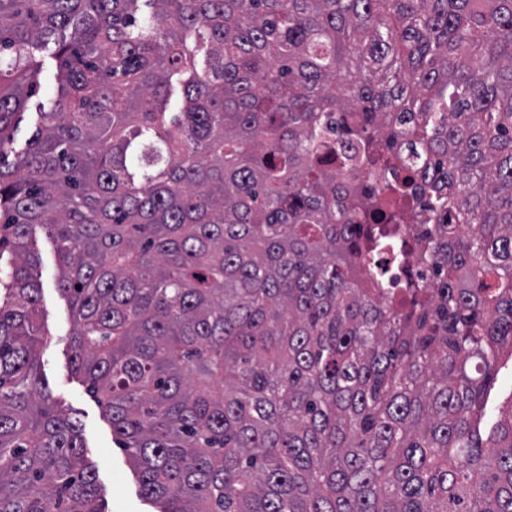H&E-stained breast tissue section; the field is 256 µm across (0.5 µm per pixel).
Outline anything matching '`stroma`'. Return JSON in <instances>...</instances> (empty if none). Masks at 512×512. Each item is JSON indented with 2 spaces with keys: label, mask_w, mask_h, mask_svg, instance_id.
<instances>
[{
  "label": "stroma",
  "mask_w": 512,
  "mask_h": 512,
  "mask_svg": "<svg viewBox=\"0 0 512 512\" xmlns=\"http://www.w3.org/2000/svg\"><path fill=\"white\" fill-rule=\"evenodd\" d=\"M39 256L36 272L42 288L44 344L40 349L42 385L53 402L80 420L84 452L96 470L108 512H156L139 495V484L126 454L118 448L112 426L98 402L87 392L82 376L71 364L68 334L71 312L67 299L57 290L58 263L44 230H37L33 245Z\"/></svg>",
  "instance_id": "stroma-1"
}]
</instances>
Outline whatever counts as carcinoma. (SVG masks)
Segmentation results:
<instances>
[{
  "mask_svg": "<svg viewBox=\"0 0 512 512\" xmlns=\"http://www.w3.org/2000/svg\"><path fill=\"white\" fill-rule=\"evenodd\" d=\"M387 142L382 194L336 184ZM0 219V512H106L41 387L38 228L158 512H512V0H0ZM53 48H48L41 54L46 57L44 70L41 79V88L37 95L33 96L28 102V110L25 112V120L21 122L14 133V147L18 150L24 147L25 141L29 138L34 130V119L36 117V106L44 102L47 105L48 99L54 94L55 61L50 57ZM511 392L512 368L510 360L494 375L492 394L485 408L484 421L487 427L495 426L508 417L510 407L505 402Z\"/></svg>",
  "mask_w": 512,
  "mask_h": 512,
  "instance_id": "cac0c4a2",
  "label": "carcinoma"
}]
</instances>
